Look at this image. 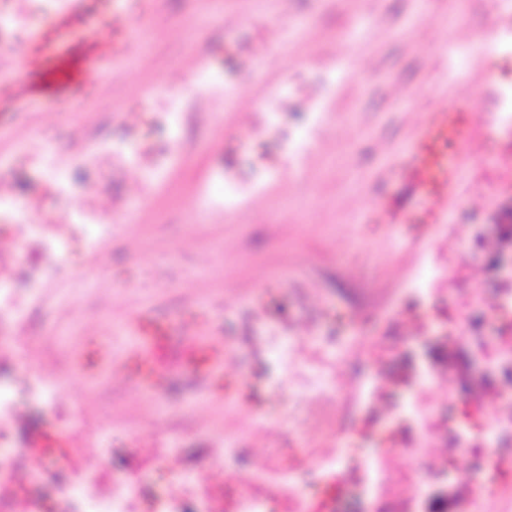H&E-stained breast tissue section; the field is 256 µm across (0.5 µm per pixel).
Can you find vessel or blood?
<instances>
[{
	"instance_id": "b4317fda",
	"label": "vessel or blood",
	"mask_w": 512,
	"mask_h": 512,
	"mask_svg": "<svg viewBox=\"0 0 512 512\" xmlns=\"http://www.w3.org/2000/svg\"><path fill=\"white\" fill-rule=\"evenodd\" d=\"M150 25L147 14L129 18L119 8L105 10L99 24L90 20L88 0H68L35 32L27 52L16 62L19 76L0 87V112L25 110L30 103L50 99L64 104L88 98L91 78L108 65L128 61L133 33ZM471 126L461 110L440 109L430 113L409 150L401 158L406 178L425 208L419 215L410 210L394 212L399 224H440L460 199L459 189L468 166L464 150ZM134 343L120 358H113L109 345L96 344L99 362L113 366L144 392L165 390L171 374L158 365V356L174 337H186L189 368L193 378L216 401L224 399L221 341L191 329L184 318L142 313L134 317Z\"/></svg>"
}]
</instances>
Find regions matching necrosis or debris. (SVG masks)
Returning a JSON list of instances; mask_svg holds the SVG:
<instances>
[{
  "instance_id": "4bbe7bcc",
  "label": "necrosis or debris",
  "mask_w": 512,
  "mask_h": 512,
  "mask_svg": "<svg viewBox=\"0 0 512 512\" xmlns=\"http://www.w3.org/2000/svg\"><path fill=\"white\" fill-rule=\"evenodd\" d=\"M65 4L13 0L0 7V36L18 45L34 10L55 13ZM328 102L327 96H310L304 124L281 138L280 149L294 164L303 165L323 131ZM156 107L167 128L158 147L89 133L64 156L54 148L61 134L51 129L38 131L22 147L17 163L34 166L48 194L67 203L49 222L29 221L28 212L42 206L45 196L24 193L0 166V215L11 218L0 232L23 241L31 252L21 266L13 252L0 249V427L10 426L15 446L11 454L0 455V512H346L352 496L361 512H422L429 497L426 474L442 476L463 456L483 459L489 475L484 485L456 490L455 512H512V84L494 93L486 139L500 159L491 177L508 201L491 229H471L475 249L508 261L493 278V335L468 320L479 288L456 248L457 225H447L444 240L421 251L417 264L390 291L354 267L349 255L338 256L337 269L356 290L355 310L382 313L384 332L342 339L327 335L317 320L297 328L268 325L255 316L236 338L251 362L266 365L268 386L287 389L289 421L310 434V468L302 467L283 437L273 443L262 467L238 481H224L207 468L213 449L233 458L242 453L238 440L224 435L213 440L211 451L187 462L176 487L161 497L138 499L127 481L106 470L98 472L92 488L73 481L50 502L31 494L28 456L56 457L70 467L84 444L77 440L69 449L58 448L20 409L23 396L43 414L69 413L56 379L29 370L14 340L27 334L46 279L73 242L98 251L109 239V182L131 176L134 197H144L186 149L194 100L170 88L157 97ZM274 175L268 168L246 180L232 166L218 169L213 180L220 191L200 193L190 211L193 220L242 210ZM405 294L424 304L448 300V318L466 323V339L436 340L443 356L433 357L426 348L429 326L399 304ZM442 381L453 387L440 400L432 390ZM433 445L441 448L440 456H426ZM306 478L319 485V496L297 492V482Z\"/></svg>"
}]
</instances>
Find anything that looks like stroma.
Wrapping results in <instances>:
<instances>
[{
  "label": "stroma",
  "mask_w": 512,
  "mask_h": 512,
  "mask_svg": "<svg viewBox=\"0 0 512 512\" xmlns=\"http://www.w3.org/2000/svg\"><path fill=\"white\" fill-rule=\"evenodd\" d=\"M131 11L155 14L130 61L93 77V94L66 107L26 112L13 127L18 141L0 144V161L12 158L19 141L35 130L56 128L76 134L116 137L130 110L138 123L130 134L158 143L150 92L177 86L204 103L188 131L187 148L153 196L127 215H115L111 236L97 252L75 250L49 280L35 313L44 336L60 347L111 335L140 310L197 316L204 331L227 339L224 379H236L244 352L230 343L233 324L261 313L267 324L304 323L312 315L294 283L315 289L323 303L321 323L341 330L359 325L344 282L323 265L339 254L375 253L393 244L397 253L379 268L395 280L409 270L413 247L402 225L382 217L393 205L384 175L402 183L398 159L428 112L458 99L471 102L473 177L462 188L461 204L450 215L464 224L488 223L502 197L495 182L476 172L497 164L495 153L479 148L483 119L491 105L490 85L512 80V58L484 53L476 32L497 27L494 0H126ZM334 55L347 66L336 90L326 131L313 143L303 168L296 169L274 140L253 137L249 113L260 105L288 103V125L301 123L304 93H320L318 58ZM213 66L243 67L244 93L214 102L190 75L198 60ZM302 82L304 93L282 100L285 85ZM278 168L264 195L239 213L213 214L193 223L187 213L199 193L210 188L213 171L236 156ZM60 392L72 409L68 420H52L48 430L60 444L76 438L98 441L80 467L32 460L44 482L59 478L92 482L103 464L123 475L124 434L145 441L182 425L164 470L140 476L148 494L165 493L198 439L220 430L240 438L247 454L225 466L224 479L245 476L264 461L267 449L255 436L250 408H260L267 429L308 436L288 421L287 405H272L263 385L240 390L237 406L225 410L182 375L168 390L146 397L126 378L104 367L70 371Z\"/></svg>",
  "instance_id": "obj_1"
}]
</instances>
